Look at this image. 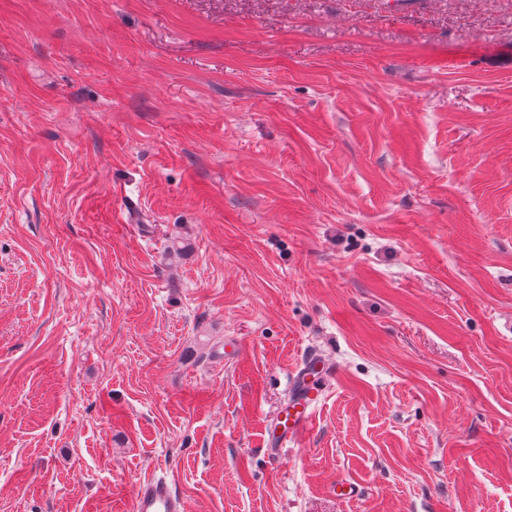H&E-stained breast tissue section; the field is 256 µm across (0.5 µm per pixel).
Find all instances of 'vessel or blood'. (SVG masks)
<instances>
[{"mask_svg": "<svg viewBox=\"0 0 512 512\" xmlns=\"http://www.w3.org/2000/svg\"><path fill=\"white\" fill-rule=\"evenodd\" d=\"M331 374V367L324 361L313 357L302 360L292 376L290 395L265 435L264 444L270 454L297 443L311 430L315 408L325 395ZM186 509L185 499L165 477L152 474L137 483L132 512H186Z\"/></svg>", "mask_w": 512, "mask_h": 512, "instance_id": "obj_1", "label": "vessel or blood"}]
</instances>
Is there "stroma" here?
I'll return each mask as SVG.
<instances>
[{"mask_svg":"<svg viewBox=\"0 0 512 512\" xmlns=\"http://www.w3.org/2000/svg\"><path fill=\"white\" fill-rule=\"evenodd\" d=\"M150 473L512 512V0H0V512ZM332 369L314 357L302 359L292 374L290 395L280 407L274 425L266 432L264 445L271 455L297 443L312 428L315 408L323 399Z\"/></svg>","mask_w":512,"mask_h":512,"instance_id":"stroma-1","label":"stroma"}]
</instances>
